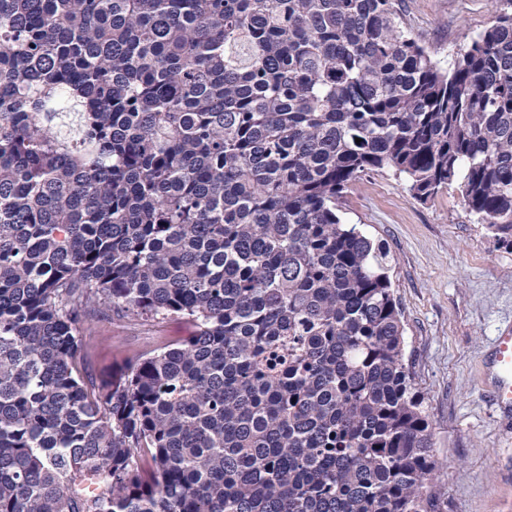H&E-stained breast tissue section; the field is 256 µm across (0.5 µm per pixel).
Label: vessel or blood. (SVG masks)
Returning <instances> with one entry per match:
<instances>
[{
    "label": "vessel or blood",
    "mask_w": 512,
    "mask_h": 512,
    "mask_svg": "<svg viewBox=\"0 0 512 512\" xmlns=\"http://www.w3.org/2000/svg\"><path fill=\"white\" fill-rule=\"evenodd\" d=\"M483 382L496 414L512 419V325L501 328L481 358Z\"/></svg>",
    "instance_id": "1"
}]
</instances>
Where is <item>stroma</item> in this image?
Segmentation results:
<instances>
[{
    "mask_svg": "<svg viewBox=\"0 0 512 512\" xmlns=\"http://www.w3.org/2000/svg\"><path fill=\"white\" fill-rule=\"evenodd\" d=\"M414 36L449 64L512 0H401ZM358 225L392 259L390 272L406 328L405 362L432 427L440 466L434 483L445 512H512V430L498 423L483 392L480 356L497 329L512 324V252L499 248L465 207L456 186L427 202L389 172L356 182L342 201ZM182 318L88 322L78 364L97 378L128 357L188 339Z\"/></svg>",
    "mask_w": 512,
    "mask_h": 512,
    "instance_id": "obj_1",
    "label": "stroma"
}]
</instances>
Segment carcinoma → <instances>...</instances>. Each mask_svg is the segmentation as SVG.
Listing matches in <instances>:
<instances>
[{"label":"carcinoma","mask_w":512,"mask_h":512,"mask_svg":"<svg viewBox=\"0 0 512 512\" xmlns=\"http://www.w3.org/2000/svg\"><path fill=\"white\" fill-rule=\"evenodd\" d=\"M398 2L0 0V512H444L340 201L455 184L512 250V14L443 67ZM94 316L196 333L98 381Z\"/></svg>","instance_id":"cac0c4a2"}]
</instances>
